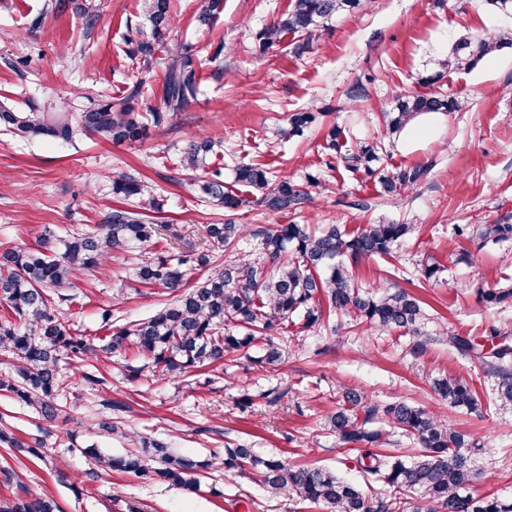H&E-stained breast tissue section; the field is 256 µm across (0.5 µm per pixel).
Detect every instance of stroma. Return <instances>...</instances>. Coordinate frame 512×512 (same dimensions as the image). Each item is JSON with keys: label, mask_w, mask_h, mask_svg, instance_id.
Returning a JSON list of instances; mask_svg holds the SVG:
<instances>
[{"label": "stroma", "mask_w": 512, "mask_h": 512, "mask_svg": "<svg viewBox=\"0 0 512 512\" xmlns=\"http://www.w3.org/2000/svg\"><path fill=\"white\" fill-rule=\"evenodd\" d=\"M291 0H223L212 27L197 26V0H173L167 47L188 46L201 60V85L186 110L168 124L149 128L144 140L113 144L85 140L69 145L27 140L0 133V249L35 246L44 230L65 238L73 229L102 223L122 204L112 195L111 176L138 172L148 181L162 209L156 221L169 225L173 251H206L223 258L224 247L207 237L206 225L220 224L224 211L202 201L193 176L179 159L188 138L206 134L223 140L211 158L225 182L237 164L257 160L276 174L321 185L311 203L278 216L248 205L235 221L250 228L276 224H343L348 230L379 221L413 225L393 255L354 266L365 288L384 282L388 271L404 269L410 291L427 304L429 331L453 328L481 336L497 327L512 331V306L485 308L477 291L512 284V240L477 244L456 236L455 225L512 224V46L468 70H439L458 39H477L512 29V14L490 0H361L358 9L334 16L320 40L303 55L292 51V37L279 49H263L260 33L284 13ZM56 0H0V100L16 109L27 102H67L82 111L107 97L136 93L137 111L157 100L136 91L141 77L128 58V28L150 34L144 0H91L97 14L92 34L72 10L57 11ZM40 29H31L34 17ZM434 87L465 101L462 111L441 116L427 130L409 124L378 163L394 171L422 166L427 173L402 195L384 196L377 178L352 175L322 144L331 125L341 126L349 143L372 142L383 134L382 113L400 90ZM312 110L315 122L288 143L275 137L289 113ZM478 255L474 264L461 253ZM432 258L439 280L417 272ZM77 298L67 309L74 332L104 336L101 313L128 323L154 312L165 300L162 288L135 282L128 263L112 259L92 277H82ZM285 360L271 372L248 370L242 360H225L207 375L143 373L137 380L114 377L112 398L126 405L122 420L143 433L170 441L175 450L201 457L228 442L246 441L263 456L281 455L300 465H316L349 479L350 454L324 431L336 407V386L367 390L374 399L404 398L437 407L428 379L454 373L473 382L480 396L493 380L478 361L446 344L425 355H411L394 335L362 329L335 337L327 331L289 327L278 335ZM276 388V403L265 394ZM252 405L241 408L243 395ZM100 395L73 386L64 413L46 442L45 460L15 456L0 447V466L11 465L20 483L0 484V499L46 493L62 512H323L288 491L267 492L258 472L231 475L210 471L201 489L190 492L147 478L115 472L86 479L90 464L81 453L88 444L102 452H122L123 443L89 427ZM453 427L480 439L478 465L484 476L471 488L476 496H512V409L448 410ZM81 482L74 496L71 482ZM217 493H210V486Z\"/></svg>", "instance_id": "stroma-1"}]
</instances>
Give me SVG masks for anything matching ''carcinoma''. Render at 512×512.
I'll use <instances>...</instances> for the list:
<instances>
[{
    "label": "carcinoma",
    "mask_w": 512,
    "mask_h": 512,
    "mask_svg": "<svg viewBox=\"0 0 512 512\" xmlns=\"http://www.w3.org/2000/svg\"><path fill=\"white\" fill-rule=\"evenodd\" d=\"M361 0H292L288 10L261 32L263 49L280 45L284 37H297L293 52L302 55L317 41L325 23L333 16L350 12ZM72 5L87 28L96 25L97 15L90 4L80 0H58L55 7ZM220 0H199L195 21L209 27ZM171 0H145L151 37L131 41L129 58L149 73L164 64L161 94L146 113L135 110L134 97L104 100L83 112H70L31 104L16 110L0 104V129L26 139H49L74 144L84 137H98L119 143L135 141L148 126H162L170 116L184 111L199 91V68L185 46L168 50V57L155 56L164 43L169 26ZM512 45V32L488 33L478 39H460L451 57L441 67L458 70ZM462 108V103L440 92L401 91L384 113L386 135L401 132L414 118L430 113L446 114ZM315 120L310 111L288 115L287 125L277 136L282 141L303 134ZM340 127H329L324 148L339 154L344 168L367 176L377 174L376 143L358 142L346 146ZM216 142L208 136H194L181 152L180 164L194 172L208 165ZM426 174L415 166L379 176L386 196H396L413 187ZM234 182L251 190L249 199L226 187L222 172L214 170L197 181L201 196L224 211L236 213L255 203L273 214L301 209L312 199L316 178L304 183L273 174L265 164L248 162L235 170ZM151 193L147 183L135 173L112 176V194L124 200ZM460 236L482 242L512 239V224H458ZM245 227L227 221L207 226V236L234 246ZM411 232L409 224H364L349 231L342 224H326L313 231L306 224H279L273 229L258 228L250 233L256 240L255 255L219 261L207 252L195 256H167L156 252L158 224L147 214L125 207L111 210L105 223L76 231L61 240L44 234L38 247L0 250V307L9 315L0 316V350L11 358L10 368L0 372V395L35 411L51 422L63 412L61 397L71 379L62 363L84 367L81 380L97 390L108 389L109 381L96 363L132 347L146 360L140 366H124V377L137 379L146 370L165 376L176 370L188 372L224 365V358L236 353L259 371L279 366L283 349L275 335L288 325L304 329L330 327L334 335L365 323L382 332L399 331L409 341L414 356L424 354L437 343L480 361L495 378L489 403L512 407V335L498 328L488 329L483 341L462 336L452 329L436 333L427 330L429 317L424 302L395 282L375 291L355 284L352 269L363 260L385 257ZM133 248L140 249L135 278L141 285L158 286L169 297L152 315L133 324L118 325L112 312L102 314L107 335L94 344L73 333L63 307L74 303L70 293L84 275L95 272L111 258ZM202 270L205 278L189 285L190 274ZM485 307L512 304V287L486 288L478 292ZM328 304L323 309L322 303ZM349 318L330 324L331 315ZM432 390L454 408L478 409L480 396L474 385L455 375L431 380ZM336 410L326 419V430L340 447L355 452V468L361 480L342 477L320 466H298L276 456H259L249 445L225 444L224 453L211 452L201 458L180 454L159 438L142 435L121 424L118 413L124 405L108 396L99 400L95 429L101 436L123 440L133 448L122 454L103 455L96 445L83 449L97 468L134 477H151L188 491L197 489L195 476L220 466L226 471H244L250 466L260 473L270 492L296 490L302 498L320 504L327 512H512V497L474 496L470 487L483 472L477 455L479 443L473 435L456 430L442 412L415 405L405 399L381 404L366 392L338 386ZM402 431L418 445L412 456L391 450L386 427ZM43 435L28 440L0 427V445L18 453L45 460ZM0 512H61L56 500L46 494L0 500Z\"/></svg>",
    "instance_id": "cac0c4a2"
}]
</instances>
